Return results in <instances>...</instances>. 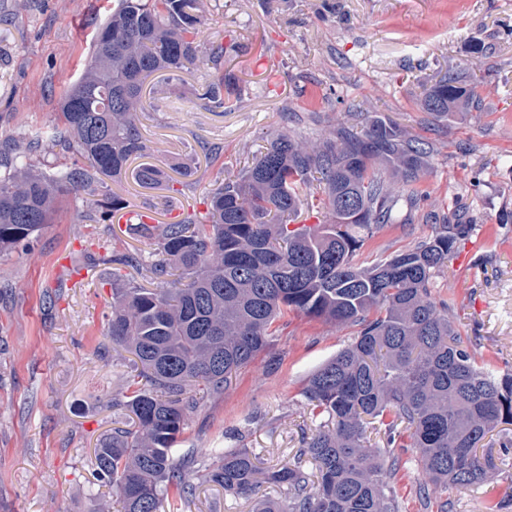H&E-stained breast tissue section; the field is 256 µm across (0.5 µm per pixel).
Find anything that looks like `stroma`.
Returning <instances> with one entry per match:
<instances>
[{
    "mask_svg": "<svg viewBox=\"0 0 512 512\" xmlns=\"http://www.w3.org/2000/svg\"><path fill=\"white\" fill-rule=\"evenodd\" d=\"M115 4L0 0V145L53 126ZM200 13L197 41L202 54L223 52L224 78L237 92L230 107L197 97L215 76L210 66L149 77L138 115L143 161L168 181L144 188L129 174L106 179L123 205L98 223L83 219L87 194H72L53 223L0 256V512H113L93 449L127 422L135 367L113 344L106 316L113 257H134L120 269L125 281L152 284L153 248L133 230L140 215L179 224L205 214L210 191L259 145L279 133L328 136L350 103L434 148L423 207L367 239L355 263L411 248L462 215L474 230L430 291L449 301L448 316L479 362L512 371V41L499 37L512 26V0H201ZM474 43L484 53H472ZM450 66L475 81L481 109L437 127L420 103ZM356 335V327L288 312L272 345L224 394L204 398L174 456L246 448L267 466L292 463L320 423L303 395L306 379ZM422 481L416 455L404 454L390 481L400 512H437L420 498ZM447 496L454 512H485L490 500L512 512V479ZM183 510L252 512V503L200 481Z\"/></svg>",
    "mask_w": 512,
    "mask_h": 512,
    "instance_id": "obj_1",
    "label": "stroma"
}]
</instances>
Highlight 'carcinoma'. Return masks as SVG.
<instances>
[{
	"instance_id": "cac0c4a2",
	"label": "carcinoma",
	"mask_w": 512,
	"mask_h": 512,
	"mask_svg": "<svg viewBox=\"0 0 512 512\" xmlns=\"http://www.w3.org/2000/svg\"><path fill=\"white\" fill-rule=\"evenodd\" d=\"M198 0H117L92 41L90 59L59 102L58 124L0 148V254L51 223L60 199L95 192L127 172L145 145L137 126L141 90L153 73L212 64L200 99L224 107L222 57L199 56ZM479 109L468 81L448 69L425 89L434 122ZM73 153L69 165L30 169V156ZM429 143L375 117L361 131L341 124L331 138L276 136L210 196V223L138 224L154 246L143 288L112 273V342L134 357L125 401L129 424L95 445L94 466L120 512H179L201 477L251 500L253 512H399L389 477L395 449L418 457L423 501L439 490L485 484L499 471L486 439L512 437V372L478 364L429 290L473 226L440 225L423 243L369 267L354 257L375 230L395 223L401 200L419 207ZM163 173L143 166L142 185ZM320 197L326 220L292 227L305 201ZM121 201L94 202L85 217L104 220ZM357 326L350 345L308 376L304 395L323 423L296 462L262 466L246 448H212L201 475L172 454L203 397L224 393L239 369L264 351L286 310ZM390 447L380 458L369 430ZM316 466L311 480L303 462ZM286 487L287 498L266 496Z\"/></svg>"
}]
</instances>
